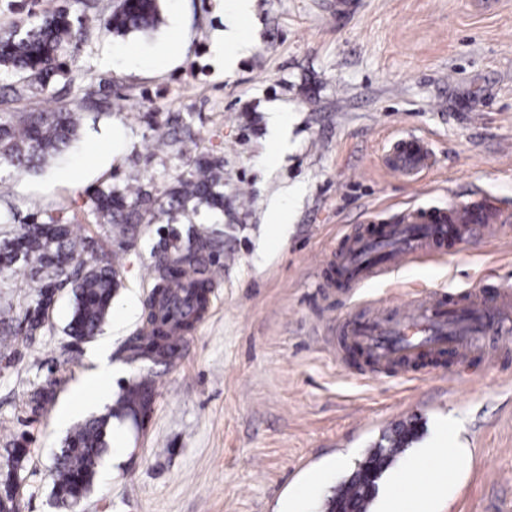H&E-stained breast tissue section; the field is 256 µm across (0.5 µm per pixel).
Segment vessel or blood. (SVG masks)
<instances>
[{
  "label": "vessel or blood",
  "instance_id": "vessel-or-blood-1",
  "mask_svg": "<svg viewBox=\"0 0 512 512\" xmlns=\"http://www.w3.org/2000/svg\"><path fill=\"white\" fill-rule=\"evenodd\" d=\"M430 164L431 153L419 137L397 139L388 156L389 167L403 175L418 174ZM510 222L512 215L492 213L481 204L437 212L411 209L401 222L386 225L378 234L347 235L339 278L345 287L358 288L429 252L447 236L464 237L476 224ZM510 321L511 298L482 296L460 304L432 295L398 307L391 316H350L342 325L341 339L364 352L372 366L387 369L402 365L423 349L461 355L484 353L491 326Z\"/></svg>",
  "mask_w": 512,
  "mask_h": 512
}]
</instances>
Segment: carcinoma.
Wrapping results in <instances>:
<instances>
[{
	"instance_id": "1",
	"label": "carcinoma",
	"mask_w": 512,
	"mask_h": 512,
	"mask_svg": "<svg viewBox=\"0 0 512 512\" xmlns=\"http://www.w3.org/2000/svg\"><path fill=\"white\" fill-rule=\"evenodd\" d=\"M91 8L88 0H62L40 13L24 16L0 27V78L10 79L7 88L16 98L32 89L47 91L59 80H68L65 58L71 45L81 41L82 25L71 18V3ZM163 0H116L112 12L99 19L100 25L116 35L152 30L161 22ZM80 110L69 105L54 112L0 113V167L17 172L37 173L48 167L76 138ZM205 206L224 211V158L201 154L175 184L158 188L148 181L124 184L105 181L86 193L81 208L97 224H107L119 237L132 239L140 224H153L159 215L175 213L187 217ZM67 207L42 209L38 206L18 225L13 236L0 243V275L23 261L31 266L30 288L33 302L23 314L27 335L39 329L49 301L68 286L73 295V310L67 326L69 336L90 339L96 336L112 313V300L120 285L119 270L106 256H98V246L90 237L78 238L71 228ZM92 257L88 261L84 256ZM217 254L212 239L188 230V243L178 232L161 237L154 264V284L149 297L147 322L150 335L136 337L129 347L131 362H168L173 356L172 335L189 331L194 316L188 314L173 324L166 309L171 290L190 288L196 313L206 306L212 288ZM150 383L129 384L107 414L93 417L73 427L65 438L53 466L52 494L63 506H74L92 489L97 467L108 448L112 418H130L151 399ZM416 424L399 428L378 445L365 460L375 464L377 477L396 461L397 454L418 437ZM14 465L0 472V512H15L17 482L15 472L24 449L15 448ZM377 495L356 468L328 501L326 512H368Z\"/></svg>"
}]
</instances>
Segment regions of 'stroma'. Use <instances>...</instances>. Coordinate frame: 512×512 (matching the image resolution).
Returning a JSON list of instances; mask_svg holds the SVG:
<instances>
[{
  "mask_svg": "<svg viewBox=\"0 0 512 512\" xmlns=\"http://www.w3.org/2000/svg\"><path fill=\"white\" fill-rule=\"evenodd\" d=\"M230 0H164L148 33L117 36L88 22L73 46L72 83L22 100L0 93V112L84 107L79 137L44 172L0 171L18 216L30 202L69 205L101 181L165 185L197 153L224 158V210L193 220L220 245L221 266L204 316L169 363L132 362L125 348L146 323L157 227L134 247L83 211L78 234L100 241L121 286L100 335L65 333L70 290L59 292L37 335L0 345V471L23 447L20 512H61L54 457L86 417L107 413L128 384L149 379L154 400L140 426L112 420L110 448L73 512H325L358 461L402 423L420 436L384 473L392 479L440 435L467 464L428 512H512V324L492 330L486 355L414 369L371 370L340 348V323L363 302L388 309L421 294H512V223L448 241L348 293L324 287L344 232L398 222L407 208L480 202L512 213V0H253L241 21L249 52L225 70L215 42ZM288 130L278 153L271 111ZM177 112L195 153L155 146ZM424 138L435 164L419 179L384 164L393 138ZM108 159L92 165L90 145ZM288 198L286 223L269 212ZM28 269L0 279V315L22 316ZM107 345L116 377L109 400L85 406L78 390ZM54 384L32 411L31 392Z\"/></svg>",
  "mask_w": 512,
  "mask_h": 512,
  "instance_id": "1",
  "label": "stroma"
}]
</instances>
